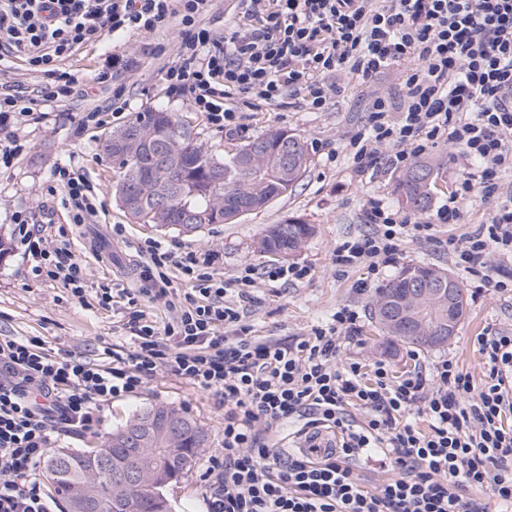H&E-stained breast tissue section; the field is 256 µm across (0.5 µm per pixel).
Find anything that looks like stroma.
I'll list each match as a JSON object with an SVG mask.
<instances>
[{"mask_svg": "<svg viewBox=\"0 0 512 512\" xmlns=\"http://www.w3.org/2000/svg\"><path fill=\"white\" fill-rule=\"evenodd\" d=\"M180 41V26L173 21L151 33L129 31L81 47L64 62L79 79V93L68 101L47 105L44 123L23 122L15 127L14 157L10 162H0V236L12 242L10 254L0 260V337L43 336L51 347L74 351L91 360L99 358L103 347L127 344L122 311L101 309L96 294L104 287H140L138 270L144 256L139 247L148 240L180 253L217 250L221 255L219 272L227 279L236 277L244 267H252L257 277L247 321L257 336L289 343L349 305L359 312V332L355 338L343 340L341 358L366 364L383 360L399 375L412 370L415 363L429 366L450 358L474 377H481V360L473 341L487 330L512 332V296L481 285L479 280L464 279L468 314L455 336L443 346L416 353L408 347L390 348L382 343L370 318V303L375 289L393 277L398 268L427 263L454 271L452 245L486 221L485 203L465 202L462 222L437 225L432 240L408 239L396 264L378 278H368L362 268L339 270L333 262L332 252L338 242L368 231L363 218L368 201L378 199L408 219L416 217L394 192L396 172H357L345 149L376 97L400 100L398 69H390L371 82L357 78L346 81L341 94L321 112L307 109L298 96L286 98L277 106L262 104L256 108L232 99L237 109L236 124L222 129L194 108L189 95L172 94L165 88L162 70L172 61ZM159 46L166 49L160 56L155 53ZM115 56L129 60L131 66L115 73L111 88L100 89L93 78ZM160 108L177 113L196 141L216 155L255 136L283 129L306 142L310 164L292 190L233 224H207L185 235L133 222L116 201L119 174L99 144L134 113ZM94 110L100 117L96 124L87 119ZM428 158L440 165L439 188L433 198L439 205L447 200L453 179L465 175L468 166L458 150L444 144L432 150ZM62 166L80 169L98 193V213L90 223L70 221L62 204L64 192L55 189L53 181L54 170ZM19 215L33 217L45 239L69 242L74 258L87 268L84 299L72 296L62 281L33 272V259L13 240L14 220ZM291 218L314 228L313 235L292 258L255 250L256 238L268 225ZM116 224L123 226L122 235L113 234ZM288 262L307 266L309 275L278 283L263 278L266 267ZM363 281L368 288L361 292L357 286ZM161 403L175 406L205 430V453L223 448V404L213 393L167 372L147 383L139 394L109 403L94 432L54 436L50 448L97 447L107 433L124 425L134 413ZM201 473L200 466H193L168 487L174 512H206L209 488Z\"/></svg>", "mask_w": 512, "mask_h": 512, "instance_id": "stroma-1", "label": "stroma"}]
</instances>
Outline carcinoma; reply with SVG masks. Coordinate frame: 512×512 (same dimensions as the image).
Returning a JSON list of instances; mask_svg holds the SVG:
<instances>
[{
  "label": "carcinoma",
  "mask_w": 512,
  "mask_h": 512,
  "mask_svg": "<svg viewBox=\"0 0 512 512\" xmlns=\"http://www.w3.org/2000/svg\"><path fill=\"white\" fill-rule=\"evenodd\" d=\"M131 129L153 130L155 139L164 143L170 153L181 156V183L161 198L147 189L143 192L145 209L141 221L145 224H161L183 232L179 228V216L185 208H190L203 216V224H233L236 212L229 206L238 202H251L255 209H264L271 201L285 194L297 183L310 162L307 146L302 139L286 130H272L253 138L233 153L226 152L219 157L202 145L189 142L174 135L183 129L177 113L166 110L138 112L126 124ZM258 145L255 163L249 166L244 161L248 148ZM102 152L112 159L113 167L120 174L116 190H121L125 180L141 173L149 174L154 162L149 150L137 157L115 156L111 145L104 141ZM222 170L223 180L216 183L211 168ZM438 168L426 161H417L395 181V192L411 210L422 213L430 207L437 189ZM311 225L300 219L290 218L277 225L272 234L264 233L256 241V246L264 253L283 255L297 251L311 236ZM443 269L429 264H413L402 268L386 284L375 290L370 308L371 319L382 339L390 346L408 345L416 348H433L447 343L448 326L458 330L467 313L468 298L461 283H456L460 302L453 311L441 301L413 303L408 296L416 289L438 279ZM407 300L406 316L400 322L389 325L383 322L376 306L385 300ZM440 336L442 340H429ZM153 416L152 424L156 431L148 437L149 448H175V453L165 455L160 460L157 475L130 488L126 493L133 512H153L155 509L156 485L163 481H173L195 464L206 441L203 429L187 418L180 410L166 404H156L136 413L125 425L113 430L97 448L76 451H59L51 454L44 462L46 478L53 485L57 495L68 500L73 489V480L83 479L90 484L100 503L99 512H112V482L104 471L90 468L91 459L105 448H123L124 435L129 427L145 416ZM167 419H175L179 429L174 443H168L160 430Z\"/></svg>",
  "instance_id": "obj_1"
}]
</instances>
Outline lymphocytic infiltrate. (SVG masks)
Listing matches in <instances>:
<instances>
[{
	"label": "lymphocytic infiltrate",
	"instance_id": "f902f5d3",
	"mask_svg": "<svg viewBox=\"0 0 512 512\" xmlns=\"http://www.w3.org/2000/svg\"><path fill=\"white\" fill-rule=\"evenodd\" d=\"M211 0H0V60L23 56L42 77L23 95L0 83V132L79 90L64 61L107 34L150 33L177 18L183 37L163 71L168 89L188 93L217 126L232 125V97L272 105L302 94L325 108L341 91L331 75L365 81L399 68L403 99L377 97L348 140L358 171H397L438 144L469 165L447 203L424 221L382 201L365 212L371 231L337 244L338 268L393 265L404 239L427 240L438 224L459 223L461 202H487V223L452 249L455 266L512 293V275L492 277V256L512 258V0H248L246 22L217 35L201 22ZM72 221L97 211V194L66 167L53 173ZM17 240L50 265L74 297L85 267L68 246L47 248L28 218ZM138 288L102 289L98 305L123 300L129 347L104 348L105 362L53 352L40 336L0 338V512H56L37 473L53 435L93 431L112 399L130 397L168 372L224 404V446L204 462L209 512H512V333L485 332L474 345L483 376L456 362L415 365L393 376L385 363L339 360L359 313L345 306L291 343L254 336L243 303L252 268L218 276L219 254H179L156 243ZM188 287L178 292L173 276ZM170 314L157 323L154 303ZM301 421L303 434L337 430L336 451L313 458L272 447L265 430ZM391 471L365 488L370 462ZM489 490L490 501L468 497Z\"/></svg>",
	"mask_w": 512,
	"mask_h": 512
}]
</instances>
